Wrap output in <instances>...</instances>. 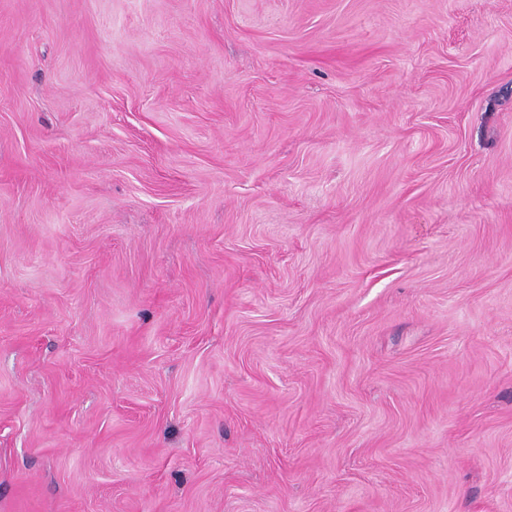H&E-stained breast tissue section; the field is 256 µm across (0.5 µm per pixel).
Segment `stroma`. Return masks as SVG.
<instances>
[{
	"instance_id": "stroma-1",
	"label": "stroma",
	"mask_w": 512,
	"mask_h": 512,
	"mask_svg": "<svg viewBox=\"0 0 512 512\" xmlns=\"http://www.w3.org/2000/svg\"><path fill=\"white\" fill-rule=\"evenodd\" d=\"M0 512H512V0H0Z\"/></svg>"
}]
</instances>
